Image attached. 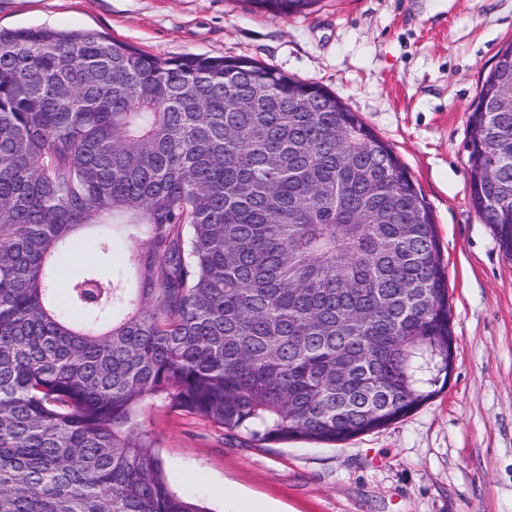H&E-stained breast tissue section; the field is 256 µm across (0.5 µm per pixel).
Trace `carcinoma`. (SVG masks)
Segmentation results:
<instances>
[{"label":"carcinoma","mask_w":512,"mask_h":512,"mask_svg":"<svg viewBox=\"0 0 512 512\" xmlns=\"http://www.w3.org/2000/svg\"><path fill=\"white\" fill-rule=\"evenodd\" d=\"M466 151L512 255V44ZM450 338L431 208L335 94L247 58L0 29V512H207L171 488L145 403L341 442L431 399Z\"/></svg>","instance_id":"cac0c4a2"}]
</instances>
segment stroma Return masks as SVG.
Wrapping results in <instances>:
<instances>
[{
	"mask_svg": "<svg viewBox=\"0 0 512 512\" xmlns=\"http://www.w3.org/2000/svg\"><path fill=\"white\" fill-rule=\"evenodd\" d=\"M93 30L163 57H249L319 83L387 142L429 202L448 273L447 386L336 445L260 444L143 409L171 487L211 512H512V256L474 208L469 108L512 41V0H0V27ZM264 12H269L281 17L289 18L306 13L317 0H248Z\"/></svg>",
	"mask_w": 512,
	"mask_h": 512,
	"instance_id": "obj_1",
	"label": "stroma"
}]
</instances>
